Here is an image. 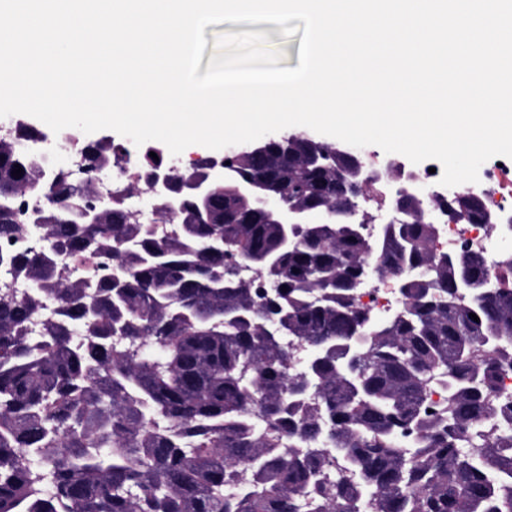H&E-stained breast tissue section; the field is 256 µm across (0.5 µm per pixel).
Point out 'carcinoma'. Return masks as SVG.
I'll list each match as a JSON object with an SVG mask.
<instances>
[{"instance_id": "obj_1", "label": "carcinoma", "mask_w": 512, "mask_h": 512, "mask_svg": "<svg viewBox=\"0 0 512 512\" xmlns=\"http://www.w3.org/2000/svg\"><path fill=\"white\" fill-rule=\"evenodd\" d=\"M315 151L236 165L290 206L349 208L344 163ZM81 152L119 159L106 138ZM34 159L0 139V512H512V262L439 251L420 216L383 242L357 216L271 224L222 186L143 224L127 183L87 224L94 188L62 176L34 230ZM448 207L480 223L478 196ZM372 260L405 299L394 315L357 303ZM289 338L316 355L299 372Z\"/></svg>"}]
</instances>
